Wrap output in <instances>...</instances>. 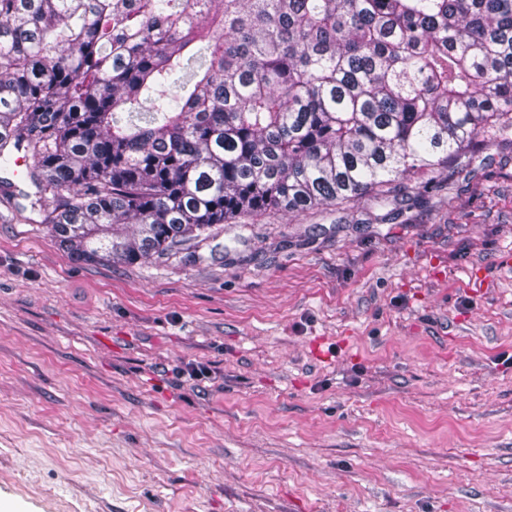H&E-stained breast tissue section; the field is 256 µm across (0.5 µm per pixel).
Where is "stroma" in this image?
<instances>
[{
  "label": "stroma",
  "mask_w": 512,
  "mask_h": 512,
  "mask_svg": "<svg viewBox=\"0 0 512 512\" xmlns=\"http://www.w3.org/2000/svg\"><path fill=\"white\" fill-rule=\"evenodd\" d=\"M33 164L0 159V512H512V144L134 265L32 223Z\"/></svg>",
  "instance_id": "1"
}]
</instances>
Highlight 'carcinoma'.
Returning <instances> with one entry per match:
<instances>
[{
	"instance_id": "cac0c4a2",
	"label": "carcinoma",
	"mask_w": 512,
	"mask_h": 512,
	"mask_svg": "<svg viewBox=\"0 0 512 512\" xmlns=\"http://www.w3.org/2000/svg\"><path fill=\"white\" fill-rule=\"evenodd\" d=\"M512 134V0H0V158L85 263L429 186Z\"/></svg>"
}]
</instances>
